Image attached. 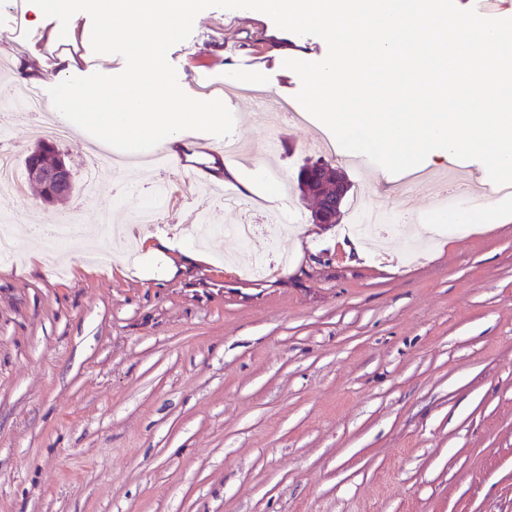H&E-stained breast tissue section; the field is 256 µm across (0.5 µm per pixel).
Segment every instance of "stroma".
Returning a JSON list of instances; mask_svg holds the SVG:
<instances>
[{
	"instance_id": "35a3bbf8",
	"label": "stroma",
	"mask_w": 512,
	"mask_h": 512,
	"mask_svg": "<svg viewBox=\"0 0 512 512\" xmlns=\"http://www.w3.org/2000/svg\"><path fill=\"white\" fill-rule=\"evenodd\" d=\"M14 33L17 86L29 68L51 81L61 61L79 76L98 63L89 40L49 38L24 0H0ZM327 45L246 9L210 8L168 52L195 99L231 88L233 138L283 177L281 238L228 234L271 207L238 187L225 214L212 181L224 160L128 187L113 172L84 201L82 187L45 206L39 189L0 194L17 252L0 259V512H512V195L490 209L436 212L405 174L362 170L335 154L351 189L338 223H311L297 173L329 130L315 118L259 121L256 101L294 103L286 59L317 61ZM36 127L0 104V149L15 163ZM189 193L152 235L182 233L192 212L218 234L204 261L176 256L160 277L129 260V239L81 251L26 237L31 224L74 217L89 229L127 221L132 203ZM383 188L387 235L361 252V195ZM104 246L109 258L88 252ZM288 262L251 275L254 254Z\"/></svg>"
}]
</instances>
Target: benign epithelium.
I'll return each mask as SVG.
<instances>
[{"label": "benign epithelium", "instance_id": "1", "mask_svg": "<svg viewBox=\"0 0 512 512\" xmlns=\"http://www.w3.org/2000/svg\"><path fill=\"white\" fill-rule=\"evenodd\" d=\"M297 178L302 195H318L322 200V205L311 213V223H337L342 201L350 190V181L346 175L329 163L311 162L299 169ZM27 179L40 186L42 199L47 204L68 195L73 187L69 166L49 143L40 144L30 151L27 157Z\"/></svg>", "mask_w": 512, "mask_h": 512}]
</instances>
